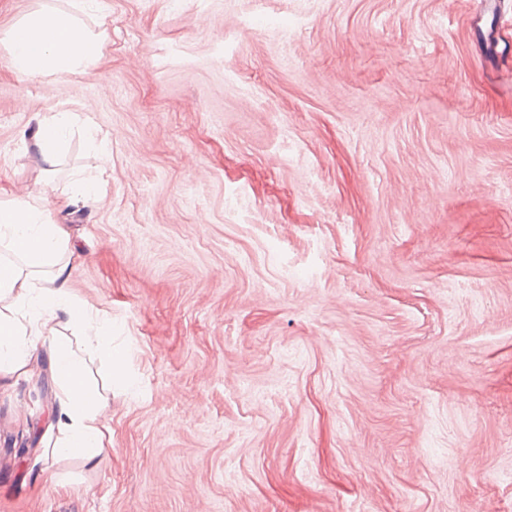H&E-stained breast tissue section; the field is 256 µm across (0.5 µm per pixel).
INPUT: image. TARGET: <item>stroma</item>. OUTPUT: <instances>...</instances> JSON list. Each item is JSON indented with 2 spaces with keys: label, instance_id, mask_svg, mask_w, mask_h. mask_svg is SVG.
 I'll return each mask as SVG.
<instances>
[{
  "label": "stroma",
  "instance_id": "obj_1",
  "mask_svg": "<svg viewBox=\"0 0 512 512\" xmlns=\"http://www.w3.org/2000/svg\"><path fill=\"white\" fill-rule=\"evenodd\" d=\"M80 21L100 54L60 77L0 39V189L65 203L112 449L46 463L16 436L49 374L0 386V512H512V0ZM61 111L49 179L28 135Z\"/></svg>",
  "mask_w": 512,
  "mask_h": 512
}]
</instances>
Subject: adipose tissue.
Listing matches in <instances>:
<instances>
[{
    "mask_svg": "<svg viewBox=\"0 0 512 512\" xmlns=\"http://www.w3.org/2000/svg\"><path fill=\"white\" fill-rule=\"evenodd\" d=\"M5 41L18 75L26 78L74 71L93 63L100 51L97 35L56 9L32 13L11 27ZM73 123L72 113L57 112L31 131L46 176L56 173ZM58 215L47 198L26 191L0 199V381L36 374L38 345L50 342L58 402L43 434L44 457L90 463L109 440L101 414L104 398L89 379L83 349L104 352L107 367H114L112 322L71 297V239ZM67 326L82 332L84 347L64 336Z\"/></svg>",
    "mask_w": 512,
    "mask_h": 512,
    "instance_id": "adipose-tissue-1",
    "label": "adipose tissue"
}]
</instances>
